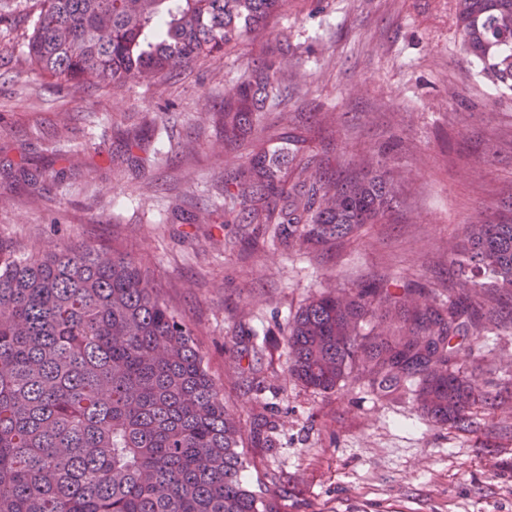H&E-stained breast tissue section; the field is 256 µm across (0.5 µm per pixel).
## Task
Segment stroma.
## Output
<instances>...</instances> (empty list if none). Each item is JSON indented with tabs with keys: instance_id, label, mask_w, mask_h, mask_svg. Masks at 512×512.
<instances>
[{
	"instance_id": "stroma-1",
	"label": "stroma",
	"mask_w": 512,
	"mask_h": 512,
	"mask_svg": "<svg viewBox=\"0 0 512 512\" xmlns=\"http://www.w3.org/2000/svg\"><path fill=\"white\" fill-rule=\"evenodd\" d=\"M457 13V0H287L223 52L100 89L42 77L24 20L0 25V246L89 242L138 259L241 420L247 480H278L281 512H512V409L477 408L480 430L460 432L407 394L308 388L283 345L321 291L378 280L446 294L467 225L512 209V89L463 51ZM270 61L278 105L259 130L225 137L228 89ZM279 135L298 139L312 172L387 171L388 220L306 252L226 223L225 181ZM455 365L512 396V329Z\"/></svg>"
}]
</instances>
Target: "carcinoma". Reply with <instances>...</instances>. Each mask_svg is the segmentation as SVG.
I'll list each match as a JSON object with an SVG mask.
<instances>
[{"instance_id":"cac0c4a2","label":"carcinoma","mask_w":512,"mask_h":512,"mask_svg":"<svg viewBox=\"0 0 512 512\" xmlns=\"http://www.w3.org/2000/svg\"><path fill=\"white\" fill-rule=\"evenodd\" d=\"M285 0H0V24L30 23L26 55L62 83H154L267 25ZM466 53L512 87V0H459ZM271 66L232 89L224 136L278 98ZM286 146L252 158L224 185L234 220L271 224L300 249L328 246L381 223L395 195L382 173L317 188ZM257 199L272 211L249 209ZM452 260L456 287L440 299L370 282L321 293L285 337L289 374L333 391L361 380L386 398L412 391L418 411L462 432L498 396L452 372L462 345L502 326L512 296V215L467 228ZM243 429L193 340L129 253L55 244L0 248V512H280L279 493L244 479Z\"/></svg>"}]
</instances>
